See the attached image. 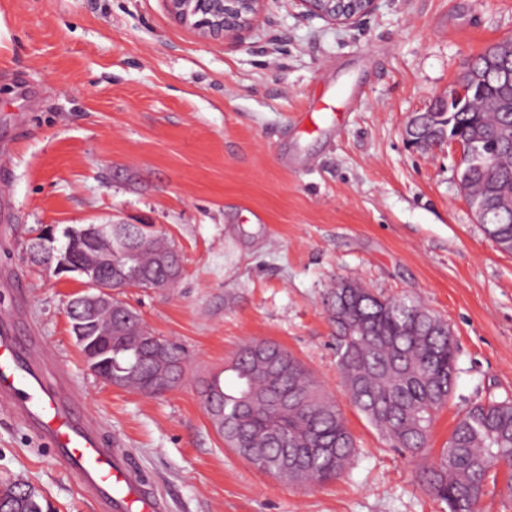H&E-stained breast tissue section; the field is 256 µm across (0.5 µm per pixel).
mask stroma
Masks as SVG:
<instances>
[{
	"label": "stroma",
	"mask_w": 512,
	"mask_h": 512,
	"mask_svg": "<svg viewBox=\"0 0 512 512\" xmlns=\"http://www.w3.org/2000/svg\"><path fill=\"white\" fill-rule=\"evenodd\" d=\"M506 39L512 0H377L346 24L266 0L221 41L165 0H0V279L167 512H444L348 400L325 297L352 279L447 322L457 379L429 456L473 402L512 399V253L469 208L459 150L406 133ZM111 223L151 225L183 264L175 288L122 295L185 349L184 382L159 396L89 371L65 315L81 277L26 256L44 228L61 246L67 229ZM247 341L280 344L333 395L358 446L341 477L288 483L225 447L200 382L230 381ZM13 477L55 512H102L0 402V481Z\"/></svg>",
	"instance_id": "obj_1"
}]
</instances>
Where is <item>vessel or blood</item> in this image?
<instances>
[{
  "label": "vessel or blood",
  "instance_id": "vessel-or-blood-1",
  "mask_svg": "<svg viewBox=\"0 0 512 512\" xmlns=\"http://www.w3.org/2000/svg\"><path fill=\"white\" fill-rule=\"evenodd\" d=\"M37 358L36 339L23 323L0 321V398L55 449L106 512H165L164 500L82 412L63 374L43 368Z\"/></svg>",
  "mask_w": 512,
  "mask_h": 512
}]
</instances>
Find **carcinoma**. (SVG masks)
<instances>
[{"instance_id":"obj_1","label":"carcinoma","mask_w":512,"mask_h":512,"mask_svg":"<svg viewBox=\"0 0 512 512\" xmlns=\"http://www.w3.org/2000/svg\"><path fill=\"white\" fill-rule=\"evenodd\" d=\"M437 128H447L483 152L496 134L512 132V87L490 75L468 82L464 95L448 102V111L430 114ZM466 198L480 212L486 236L499 248L512 249V210L501 206V193L512 186V168L488 164L476 155L463 163ZM149 247L142 266L171 273L161 266L165 245L141 229ZM66 248L85 261L92 249L83 238H69ZM336 356L345 393L353 406L394 448L418 460L417 478L448 512H480L487 484L505 477L500 492L512 498V400L474 403L457 419L438 455L425 454L431 429L448 404L456 384V356L449 327L440 317L408 297L379 298L351 281L329 293ZM173 375L181 376L182 348L165 342ZM278 361L274 372H254L256 355ZM150 351L139 337L112 325V363L108 369L124 387L145 386ZM232 383L202 381L208 415L224 443L259 471L291 482L316 484L341 476L356 454V442L336 402L312 378L305 365L279 344L249 342L236 353ZM294 401L289 410L277 403L282 395ZM0 500L13 512H48L51 504L21 481L0 485Z\"/></svg>"}]
</instances>
